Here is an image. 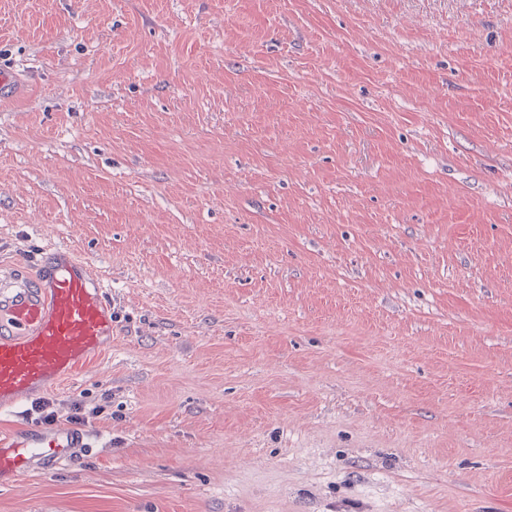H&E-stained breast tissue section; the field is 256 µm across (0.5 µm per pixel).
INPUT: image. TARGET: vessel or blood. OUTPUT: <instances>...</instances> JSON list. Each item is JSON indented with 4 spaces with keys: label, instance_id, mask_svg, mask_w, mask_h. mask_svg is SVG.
I'll use <instances>...</instances> for the list:
<instances>
[{
    "label": "vessel or blood",
    "instance_id": "b4317fda",
    "mask_svg": "<svg viewBox=\"0 0 512 512\" xmlns=\"http://www.w3.org/2000/svg\"><path fill=\"white\" fill-rule=\"evenodd\" d=\"M57 263L26 281L0 278V409L59 382L100 351L112 333L101 282L74 252L56 247ZM29 443L0 441V475L14 481L33 470L56 471L71 459L69 429H32Z\"/></svg>",
    "mask_w": 512,
    "mask_h": 512
}]
</instances>
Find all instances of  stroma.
Segmentation results:
<instances>
[{"label": "stroma", "instance_id": "1", "mask_svg": "<svg viewBox=\"0 0 512 512\" xmlns=\"http://www.w3.org/2000/svg\"><path fill=\"white\" fill-rule=\"evenodd\" d=\"M0 275L112 336L0 512H512V0H0Z\"/></svg>", "mask_w": 512, "mask_h": 512}]
</instances>
